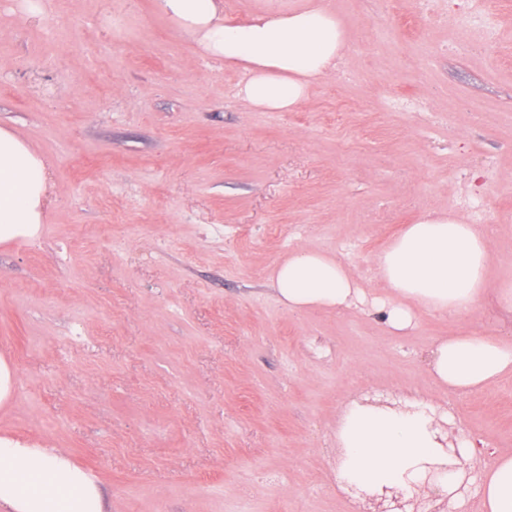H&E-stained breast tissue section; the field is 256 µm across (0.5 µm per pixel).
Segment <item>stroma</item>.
Wrapping results in <instances>:
<instances>
[{
	"mask_svg": "<svg viewBox=\"0 0 512 512\" xmlns=\"http://www.w3.org/2000/svg\"><path fill=\"white\" fill-rule=\"evenodd\" d=\"M322 0L348 38L289 112L251 108L155 0H0V126L42 156L40 237L0 246V434L68 453L111 512H357L336 418L417 398L458 438L512 451V375L443 392L441 337L512 335L494 297L407 336L359 310L291 311L270 278L299 248L381 292L403 225L463 216L512 274V0ZM16 372L5 356H0V406L7 405L13 395Z\"/></svg>",
	"mask_w": 512,
	"mask_h": 512,
	"instance_id": "1",
	"label": "stroma"
}]
</instances>
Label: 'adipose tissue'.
Returning <instances> with one entry per match:
<instances>
[{"instance_id": "adipose-tissue-1", "label": "adipose tissue", "mask_w": 512, "mask_h": 512, "mask_svg": "<svg viewBox=\"0 0 512 512\" xmlns=\"http://www.w3.org/2000/svg\"><path fill=\"white\" fill-rule=\"evenodd\" d=\"M158 10L190 34L210 58L246 75L238 95L251 107H299L313 82L335 67L346 31L317 4L228 24L224 0H156ZM50 194L43 159L12 130L0 127V244L37 240ZM486 230L462 216L427 214L405 225L375 258L382 296L367 298L339 259L298 249L277 264L271 280L291 310L375 311L395 336L409 335L419 311L463 317L488 294L512 312V276L490 281ZM429 373L453 393L478 390L512 374V341L469 334L436 343ZM447 415L418 400L395 406L351 401L336 424V484L369 496L423 491L448 494L460 479L450 469ZM483 512H512V452L491 451L481 486ZM0 512H109L98 479L65 452L0 435Z\"/></svg>"}]
</instances>
